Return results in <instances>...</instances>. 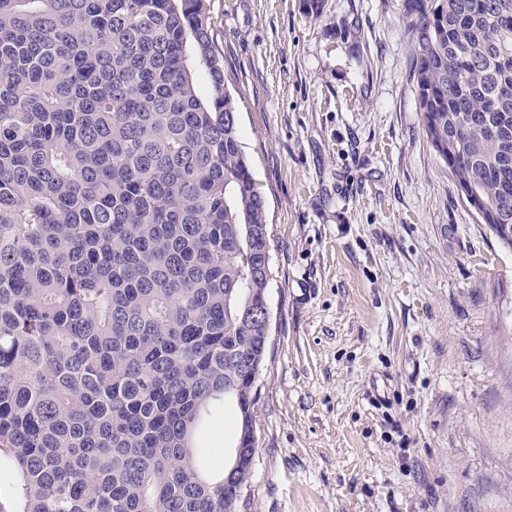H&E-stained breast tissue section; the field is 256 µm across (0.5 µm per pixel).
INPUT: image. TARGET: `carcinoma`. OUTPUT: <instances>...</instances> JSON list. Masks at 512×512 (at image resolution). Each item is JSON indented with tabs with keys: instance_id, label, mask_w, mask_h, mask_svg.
Here are the masks:
<instances>
[{
	"instance_id": "1",
	"label": "carcinoma",
	"mask_w": 512,
	"mask_h": 512,
	"mask_svg": "<svg viewBox=\"0 0 512 512\" xmlns=\"http://www.w3.org/2000/svg\"><path fill=\"white\" fill-rule=\"evenodd\" d=\"M430 146L512 249V0H402ZM202 70V93L195 74ZM206 0H0V459L19 512H241L271 278ZM232 402L237 463L197 438Z\"/></svg>"
}]
</instances>
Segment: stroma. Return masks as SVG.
Instances as JSON below:
<instances>
[{
  "label": "stroma",
  "instance_id": "1",
  "mask_svg": "<svg viewBox=\"0 0 512 512\" xmlns=\"http://www.w3.org/2000/svg\"><path fill=\"white\" fill-rule=\"evenodd\" d=\"M207 2L271 234L245 512H512V251L425 137L401 0Z\"/></svg>",
  "mask_w": 512,
  "mask_h": 512
}]
</instances>
